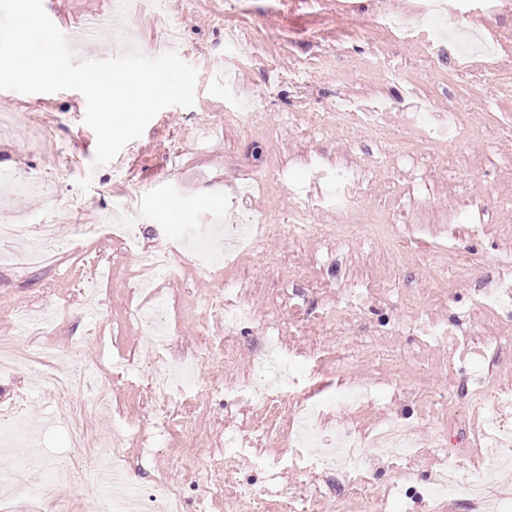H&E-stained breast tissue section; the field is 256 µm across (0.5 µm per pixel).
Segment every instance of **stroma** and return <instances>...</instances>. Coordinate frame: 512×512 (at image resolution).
<instances>
[{
  "instance_id": "35a3bbf8",
  "label": "stroma",
  "mask_w": 512,
  "mask_h": 512,
  "mask_svg": "<svg viewBox=\"0 0 512 512\" xmlns=\"http://www.w3.org/2000/svg\"><path fill=\"white\" fill-rule=\"evenodd\" d=\"M430 0H162L178 29L173 46L198 70L192 107L170 106L122 150V164L93 167L96 135L77 91L0 96V179L20 190L0 194V218L37 224H135L141 247L163 250L171 272L156 275V295L131 288L136 256L117 236L54 251L38 267L0 265V334L20 346L56 352L97 374L106 409L93 392L74 396L34 385L20 365L0 377V402L19 389L22 413L48 422L42 466L27 487L58 499L65 512H99L102 485L74 486L67 472L89 466L56 416L87 408L91 435L119 429L115 449L130 483L149 500L173 485L178 512H471L465 488L433 500L428 478L458 459L479 481L487 464L472 448L489 416L512 428V294L486 306L484 289L504 292L512 268V0H443L435 24ZM44 0L56 26L76 36L81 59L114 56L110 39H86L93 26L159 54L163 24L150 0ZM411 20L399 39L380 15ZM385 103L386 134L330 113ZM253 113L249 126L226 120ZM346 174L360 207L332 196ZM224 180L222 207L204 206L208 185ZM188 183L181 205L161 206L168 180ZM45 181L56 190H33ZM304 211L313 236L288 238L280 225ZM275 220L274 229L232 264L197 270L180 245L188 227ZM158 305L170 333L143 346L139 307ZM249 319L231 335L233 357H210L203 339H223L224 308ZM28 313L20 323L17 309ZM439 339H431V332ZM288 359V399L267 410L249 395L264 382L256 359L269 338ZM193 362L186 421L207 442L184 447L175 422L156 412L159 359ZM348 387L357 405L339 402ZM308 399L322 407L325 432L360 438L390 419L413 425L416 455L364 449L368 492L350 491L351 470L337 464L319 478L290 464L285 444ZM243 439L224 445L225 432ZM253 497L229 501L227 483Z\"/></svg>"
}]
</instances>
